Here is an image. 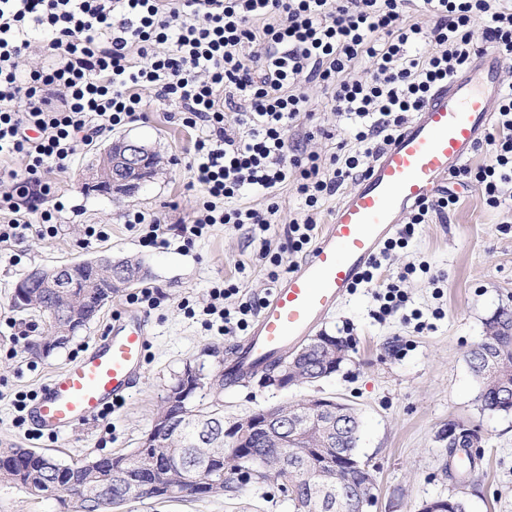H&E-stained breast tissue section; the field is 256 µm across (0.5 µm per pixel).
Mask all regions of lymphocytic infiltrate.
Masks as SVG:
<instances>
[{
  "mask_svg": "<svg viewBox=\"0 0 512 512\" xmlns=\"http://www.w3.org/2000/svg\"><path fill=\"white\" fill-rule=\"evenodd\" d=\"M36 32L48 35L50 55L27 71L20 59L36 51ZM428 44L436 50L427 55ZM484 46L512 61V0H0V157L26 163L24 175L8 171L12 187L0 191V243L32 231L57 236L65 203L49 175L92 135L137 119L151 88L196 133L189 170L199 213L175 226L126 213V224L142 226L143 246L217 224L266 232L279 210L273 196L290 183L309 210L287 231L288 250L301 252L313 211ZM364 60L370 71L354 77ZM308 84L330 91L334 111L350 120L345 158L322 159L294 136L310 112ZM496 112L490 162L459 171L493 208L512 185V83ZM249 190L271 203L242 205ZM239 291L229 282L213 288L208 314L247 328L254 307L232 304Z\"/></svg>",
  "mask_w": 512,
  "mask_h": 512,
  "instance_id": "lymphocytic-infiltrate-1",
  "label": "lymphocytic infiltrate"
}]
</instances>
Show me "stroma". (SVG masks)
<instances>
[{
	"instance_id": "35a3bbf8",
	"label": "stroma",
	"mask_w": 512,
	"mask_h": 512,
	"mask_svg": "<svg viewBox=\"0 0 512 512\" xmlns=\"http://www.w3.org/2000/svg\"><path fill=\"white\" fill-rule=\"evenodd\" d=\"M312 117H300L299 131L312 126L335 130L334 139L314 137L307 150L330 157L345 138L348 122L334 112L322 87L305 88ZM144 118L94 135L81 143L65 171L54 174L63 193L55 238H26L0 246V445L33 448L64 463L127 453L138 448L151 428L158 405L186 367L215 376L246 334H218L206 325L204 308L211 290L224 280L243 278L245 299L268 298L275 286L255 260L259 246L245 229L222 224L192 242L175 239L167 247H145L129 229L125 212L138 210L177 224L190 220L197 192L190 189L188 164L195 133L173 115L174 104L144 94ZM141 140L162 158L153 177L138 190L109 197L86 191L79 178L112 141ZM447 195L458 204L447 219L419 224L405 248L383 264L394 275L412 264H427L404 287L406 308L379 321L376 285H360L320 326L350 343L349 359L315 386L276 389L256 374L246 383L225 388L224 421L233 423L252 411L285 404L310 394H326L354 406L361 418L358 455L376 478L377 502L370 512H420L424 502L453 492L463 496L469 512H512V414L482 412L478 384L466 354L479 341L485 321L498 308L512 307V206L493 209L481 200L479 187L449 179ZM105 227L104 239L87 236L89 226ZM135 259L145 280L160 294L157 306L138 305L148 320L151 340L142 383L124 403L90 424L60 437L36 432L18 396L32 398L55 372L75 360L103 335L112 318L130 304L129 289L113 293L95 319L64 347L46 357L27 349L30 319L16 312L10 298L16 281L34 267L51 268L70 261ZM424 329H417V322ZM474 429L479 441L477 466L460 482L448 479V426ZM123 512H292L276 486L252 484L235 500L128 502Z\"/></svg>"
}]
</instances>
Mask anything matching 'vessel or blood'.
<instances>
[{
    "instance_id": "vessel-or-blood-1",
    "label": "vessel or blood",
    "mask_w": 512,
    "mask_h": 512,
    "mask_svg": "<svg viewBox=\"0 0 512 512\" xmlns=\"http://www.w3.org/2000/svg\"><path fill=\"white\" fill-rule=\"evenodd\" d=\"M501 58L486 52L477 67L438 86L376 153L356 187L337 202L314 247L264 301L224 380L243 383L311 336L346 299L403 215L430 200L487 135L499 99ZM149 343L137 311L114 317L105 336L54 374L32 400L37 429L60 436L100 418L140 379Z\"/></svg>"
}]
</instances>
